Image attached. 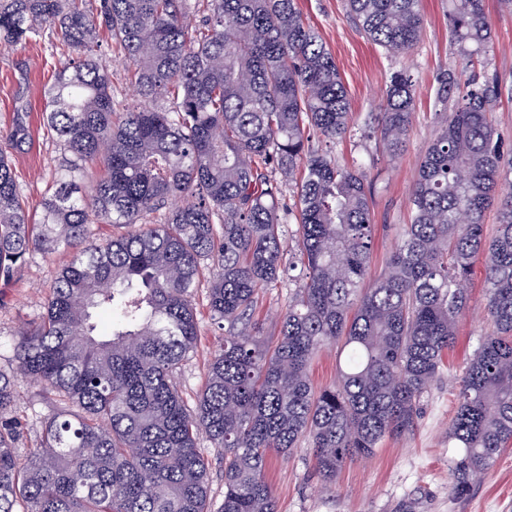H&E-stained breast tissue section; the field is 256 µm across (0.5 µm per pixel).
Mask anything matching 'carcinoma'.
Returning a JSON list of instances; mask_svg holds the SVG:
<instances>
[{
    "label": "carcinoma",
    "mask_w": 512,
    "mask_h": 512,
    "mask_svg": "<svg viewBox=\"0 0 512 512\" xmlns=\"http://www.w3.org/2000/svg\"><path fill=\"white\" fill-rule=\"evenodd\" d=\"M199 2L0 0L1 46L22 48L50 25L71 53L45 94L44 125L64 159L39 213L8 156L24 128L0 139V280L34 254H72L0 367V512H210L202 437L224 471L220 512H277L264 477L271 454L305 438L331 483L347 461L413 431L482 255L492 331L448 425L452 491L463 493L512 444V189H500L512 186V146L492 120L498 74L470 77L461 97L455 74H437L441 127L419 164L411 222L365 288V176L311 141L349 131L331 52L295 0H206L201 17ZM421 4L347 0L366 38L391 55L420 41ZM448 27L467 70L491 38L484 0H450ZM102 30L132 64L138 101L122 110L98 55ZM414 101L411 75L394 71L374 128L394 154ZM99 164L103 177L83 190L84 170ZM286 192L294 207L282 211ZM95 224L137 229L97 242ZM288 253L303 266L297 278ZM206 261L212 321L228 332L191 408L173 377L198 339L193 298ZM278 284L291 289L271 348L254 313L259 292ZM339 343L338 382L314 390L313 359ZM17 374L69 404L45 418L24 457Z\"/></svg>",
    "instance_id": "1"
}]
</instances>
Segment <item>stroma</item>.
<instances>
[{
  "mask_svg": "<svg viewBox=\"0 0 512 512\" xmlns=\"http://www.w3.org/2000/svg\"><path fill=\"white\" fill-rule=\"evenodd\" d=\"M492 40L485 57L489 71L512 87V12L500 0H485ZM307 24L317 31L333 54L347 89L351 125L373 122L383 104L392 72L410 68L415 80V108L403 150L390 155L379 138L360 136L337 143L339 165L363 170L371 195L374 246L367 281L383 272L395 251L401 230L410 219L409 198L419 163L439 131L436 76L460 72L461 56L448 29V0H422L423 33L408 53L392 56L367 40L351 21L345 0H296ZM102 61L112 75V96L123 105L137 96L129 82L128 64L119 46L102 38ZM69 59L52 27L18 50L0 49V134L23 124L27 136L13 151L17 182L30 207H38L61 158V150L43 127L44 90ZM68 255H34L17 279L0 283V364L10 355L13 334L45 310L51 287ZM469 311L460 323L457 344L443 359L437 382L421 400L422 414L414 430L386 439L374 455L346 464L335 482H323L314 470L307 441L287 455L269 459L264 476L277 500L278 512H512V446L506 448L489 474L460 495L450 492L456 449L448 445V424L456 408L457 382L481 336L490 329L485 319L484 262L472 267ZM207 290L194 298L199 336L174 381L188 405H195L205 387L206 368L225 332L213 324ZM18 414L28 421L25 448H34L42 422L56 403L40 386L21 377Z\"/></svg>",
  "mask_w": 512,
  "mask_h": 512,
  "instance_id": "stroma-1",
  "label": "stroma"
}]
</instances>
